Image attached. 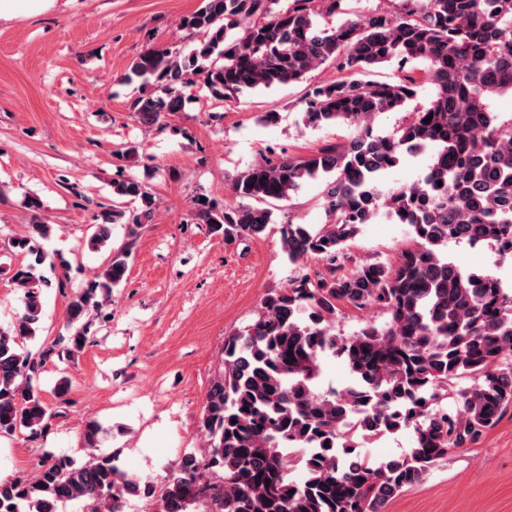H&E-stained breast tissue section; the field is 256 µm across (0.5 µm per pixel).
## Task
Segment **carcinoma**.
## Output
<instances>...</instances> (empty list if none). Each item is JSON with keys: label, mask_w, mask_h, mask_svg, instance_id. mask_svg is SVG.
Listing matches in <instances>:
<instances>
[{"label": "carcinoma", "mask_w": 512, "mask_h": 512, "mask_svg": "<svg viewBox=\"0 0 512 512\" xmlns=\"http://www.w3.org/2000/svg\"><path fill=\"white\" fill-rule=\"evenodd\" d=\"M344 2L203 0L180 21L196 37L190 52L149 47L124 77L140 80L134 112L153 125L183 111L187 89L197 84L222 101L300 81L329 63L337 76L308 93L303 121L356 130L344 144L238 175L235 207L194 198L195 218L211 233L253 238L274 223L275 203L322 178L331 222L281 228L289 262L311 258L322 268L267 293L253 322L224 338L200 421L207 454L183 451L164 477L159 512H383L449 449L479 444L512 408V291L448 260L450 242L512 256V121L498 122L489 105L492 96L512 92V0H402L397 15L320 25V16L345 13ZM393 61L402 69L424 62L422 77L363 80ZM425 83L434 88L426 105L393 135L373 134L376 116L404 109ZM425 151L431 162L416 183L378 185L401 155ZM112 192V207L96 217V248L111 238L112 225H126L133 237L155 218L157 201L136 177L112 180ZM382 216L407 225L413 246L394 263L363 261L344 271L349 242ZM48 230L33 221L10 243L31 260L0 265L24 295L23 312L0 328V434L36 437L51 426L57 413L42 398L45 363L84 349L94 313L128 268V252L113 253L67 298L68 335L35 356L25 344L39 331L41 294L50 286L36 273ZM341 306H377L388 318L345 336L336 331ZM327 353L346 363L351 386H321L319 358ZM461 377L474 384L455 392V408L443 407L448 384ZM403 430L414 433L405 455L353 456L355 439ZM102 433L97 420L84 424L83 448L91 451L85 463L59 456L30 478L0 481V512H59L75 500L91 502V512H126L131 499L152 496L151 483L100 451Z\"/></svg>", "instance_id": "carcinoma-1"}]
</instances>
